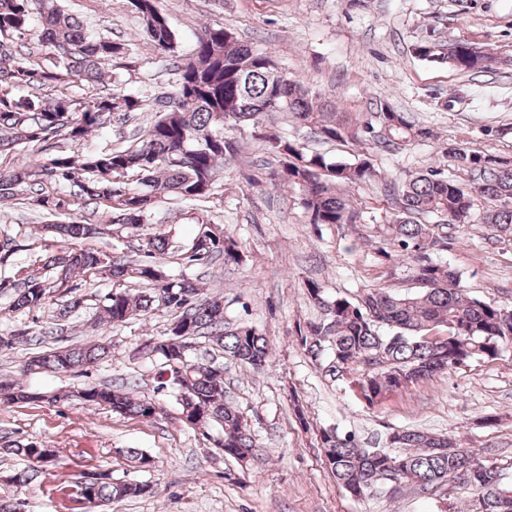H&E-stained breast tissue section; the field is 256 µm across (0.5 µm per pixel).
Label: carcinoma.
<instances>
[{
	"label": "carcinoma",
	"instance_id": "carcinoma-1",
	"mask_svg": "<svg viewBox=\"0 0 512 512\" xmlns=\"http://www.w3.org/2000/svg\"><path fill=\"white\" fill-rule=\"evenodd\" d=\"M156 0H131L142 17L144 30L155 47L175 52L176 34L157 6ZM39 29L40 50L36 56L15 59L0 56V155H9L33 143L64 136L74 143L111 120L142 110V100L123 90L96 95L86 100L68 96L44 101L37 94L23 96V88L80 83L98 84L105 66L124 54V46L112 39L88 33L77 17L64 12L54 0H0V37L22 35L32 25ZM441 43L418 41L411 52L437 65L456 70L487 72L499 59L460 42L451 53L437 51ZM194 60L181 67L179 83L166 98L163 109L134 147L85 155H49L41 164L0 170V203L18 197L29 188L31 205L47 215L65 207L66 199L54 186L69 187V196L88 199L102 208L107 223L138 229L160 195L183 199L204 198L211 192L217 168L238 151L236 141L224 136V124H259L266 112H286L298 123L314 130L323 142H357L365 149L377 145L405 149L431 138L432 131L419 127L406 112L377 102L376 111L355 118L346 112H326L303 81L283 73L273 56L239 39L224 27H206L199 33ZM259 139L277 158L288 182L302 188V204L313 224H350L356 211L348 188L375 180L376 169L364 157L353 163L333 161L304 144L276 133ZM446 155L456 173L429 166L409 176L400 190L399 206L385 225L382 238L385 256L397 251L411 259L415 290L392 295L373 288L358 303L346 297L327 300L322 288L307 284L310 298L323 306L326 316L306 326L301 342L314 359L331 353L336 375L358 366L354 379L357 393L370 407L382 402L405 384H414L437 372L479 359L494 360L512 346V309L468 295L461 274L440 253L444 241L434 224L421 216L435 215L449 224H486L498 236L512 241V160L472 150L458 142L448 143ZM470 176L467 183L458 173ZM130 174L139 186L124 181ZM54 243L30 238L22 244L13 238L0 247V263L17 251L40 250L42 266L26 273L15 289L11 311L34 310L57 301L59 315L75 311L79 301L70 296L74 278L91 281L99 276L115 282L142 284L130 292L118 287L102 301L97 319L121 325L131 316H150L161 309L178 312L163 336L144 347L146 355L161 361L158 387L172 386L180 397L182 420L202 429L211 423L221 427L219 450L224 456L240 458L256 448L236 409L224 399V370L210 364L191 363L185 349L189 338L208 334L230 357L256 369L271 365L273 354L267 340L247 327L230 329L224 321V303L204 298L191 280H164L155 265L141 262L106 261L81 240L102 234L90 224L54 222ZM169 239L163 232L144 235L139 250L149 258L168 253ZM194 252L183 258L192 265L224 256V262L239 261L238 243L218 224H203L193 238ZM442 328L448 336L427 337ZM47 330L21 327L0 336V350L16 344H40ZM108 349L89 343L63 347L29 358L27 370L68 372L95 364ZM45 398L10 380L0 381V402L32 403ZM76 398L91 407L145 421L158 414L157 402L134 390L110 385L89 386ZM323 463L342 486L359 484L366 491L388 480L390 461H403L398 480L405 486L425 491L452 476L462 479L482 501V512H512V488L498 471L477 468L479 452L458 446L449 437L404 429L400 445L413 449L404 455L380 453L363 448L353 435L325 429L319 442ZM0 454L24 455L39 466L50 463L53 449L37 450V443L14 441L0 446ZM149 491L140 483H114L106 473L98 474L88 501H112L137 497Z\"/></svg>",
	"mask_w": 512,
	"mask_h": 512
}]
</instances>
